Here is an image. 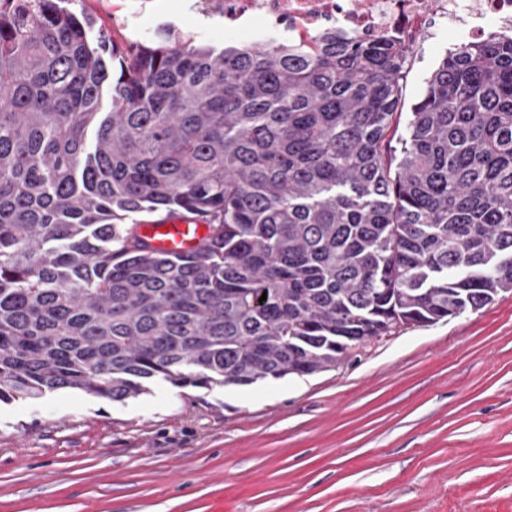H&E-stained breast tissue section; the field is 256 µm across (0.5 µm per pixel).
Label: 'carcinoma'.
<instances>
[{"instance_id":"cac0c4a2","label":"carcinoma","mask_w":512,"mask_h":512,"mask_svg":"<svg viewBox=\"0 0 512 512\" xmlns=\"http://www.w3.org/2000/svg\"><path fill=\"white\" fill-rule=\"evenodd\" d=\"M63 3L0 0L1 402L313 375L512 292L511 34L448 51L395 163L393 37L122 51ZM188 222L181 218H169L159 224H142L140 233L151 238L150 243L157 250L184 254L193 251L198 239L205 233L201 224H195L193 230Z\"/></svg>"}]
</instances>
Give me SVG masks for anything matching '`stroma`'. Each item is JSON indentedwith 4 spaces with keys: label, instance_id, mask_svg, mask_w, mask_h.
Instances as JSON below:
<instances>
[{
    "label": "stroma",
    "instance_id": "stroma-1",
    "mask_svg": "<svg viewBox=\"0 0 512 512\" xmlns=\"http://www.w3.org/2000/svg\"><path fill=\"white\" fill-rule=\"evenodd\" d=\"M69 6L121 48L163 27L251 39L224 0ZM458 44L444 27L414 42L391 143ZM0 512H512V293L313 375L0 402Z\"/></svg>",
    "mask_w": 512,
    "mask_h": 512
}]
</instances>
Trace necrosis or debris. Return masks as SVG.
Returning <instances> with one entry per match:
<instances>
[{"label":"necrosis or debris","mask_w":512,"mask_h":512,"mask_svg":"<svg viewBox=\"0 0 512 512\" xmlns=\"http://www.w3.org/2000/svg\"><path fill=\"white\" fill-rule=\"evenodd\" d=\"M246 16L256 21L253 37L284 22L305 42L333 27L368 40L393 34L408 45L439 20L468 25L475 36L512 33V0H224L226 21Z\"/></svg>","instance_id":"obj_1"}]
</instances>
